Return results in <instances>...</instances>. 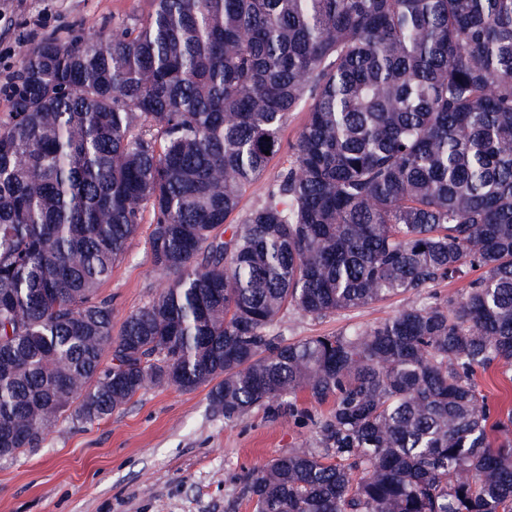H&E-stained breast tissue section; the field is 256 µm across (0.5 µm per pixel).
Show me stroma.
Instances as JSON below:
<instances>
[{
  "instance_id": "35a3bbf8",
  "label": "stroma",
  "mask_w": 512,
  "mask_h": 512,
  "mask_svg": "<svg viewBox=\"0 0 512 512\" xmlns=\"http://www.w3.org/2000/svg\"><path fill=\"white\" fill-rule=\"evenodd\" d=\"M149 6L150 0H9L0 8V115L10 110L4 84L41 41L65 40L75 31L109 33ZM305 121V112L292 113L281 154L245 193L241 211L251 209L287 165ZM151 221L144 213L127 257L100 288L112 301L114 326L167 282L149 253ZM403 304L392 297L324 319L289 310L275 331L296 340L370 326ZM208 393L205 386L152 389L109 420L58 421L38 451L0 462V512H250L240 493L242 476L311 442L313 434L294 418L274 417L261 407L242 422L225 424Z\"/></svg>"
}]
</instances>
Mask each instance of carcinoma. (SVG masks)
Here are the masks:
<instances>
[{"mask_svg":"<svg viewBox=\"0 0 512 512\" xmlns=\"http://www.w3.org/2000/svg\"><path fill=\"white\" fill-rule=\"evenodd\" d=\"M9 97L0 460L208 386L228 425L286 407L312 427L245 474L253 512H512V405L475 382L512 371V0H150L42 41ZM147 210L169 284L114 335L99 289ZM395 296L372 326L273 333ZM306 113L307 112L305 111L292 113L282 131L281 154L270 163L261 182L255 184L245 193L240 204L239 213H236L231 218L236 219L251 209L262 195L264 186L267 183L274 181L280 174L282 168L288 164V155L291 152L292 145L294 144L298 133L306 121Z\"/></svg>","mask_w":512,"mask_h":512,"instance_id":"1","label":"carcinoma"}]
</instances>
